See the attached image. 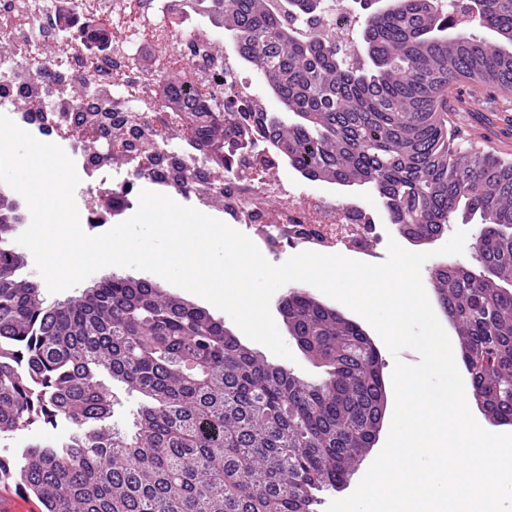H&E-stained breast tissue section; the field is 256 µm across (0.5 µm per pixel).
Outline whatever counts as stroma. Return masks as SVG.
Segmentation results:
<instances>
[{
  "label": "stroma",
  "mask_w": 512,
  "mask_h": 512,
  "mask_svg": "<svg viewBox=\"0 0 512 512\" xmlns=\"http://www.w3.org/2000/svg\"><path fill=\"white\" fill-rule=\"evenodd\" d=\"M127 23L139 28L137 41L132 44L135 53L134 61L137 69L153 70L159 75L154 86L153 94L156 102H164V88L168 81L189 80L193 70L182 53V47L196 33L206 32L216 53L231 55L232 45L223 25L210 14L195 13L184 8L176 0L170 9L155 19V25L165 28L170 39L167 45L155 44L150 27L142 26L137 10H130ZM154 25V26H155ZM444 118L459 138L461 146L476 145L483 151L495 154L501 158L512 160V97L489 98L484 88L475 83L454 85L448 93V110ZM310 189L317 195L325 197L332 203H339L349 197L361 199L369 208L375 210L379 223L387 224L390 236L396 237L398 243L407 250H414L415 245L402 235L396 226L388 225L385 212L375 197L372 189L365 185L342 186L325 181L308 183ZM24 264L18 270V279L35 285L45 304L51 305L59 301L81 296L87 289L103 279L119 275L132 279L143 278V271L134 268L107 267L101 269L79 285L57 293L49 292L46 283L38 272L33 255L26 247H19ZM70 429L65 424L49 426L37 423L31 427L14 433L0 434V457L16 459L21 448L34 443H60L67 439Z\"/></svg>",
  "instance_id": "35a3bbf8"
}]
</instances>
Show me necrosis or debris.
<instances>
[{"label": "necrosis or debris", "mask_w": 512, "mask_h": 512, "mask_svg": "<svg viewBox=\"0 0 512 512\" xmlns=\"http://www.w3.org/2000/svg\"><path fill=\"white\" fill-rule=\"evenodd\" d=\"M0 27L10 30L14 44L5 68L12 74L13 89L28 106L27 111L17 113L18 124L59 145L77 170L91 179L92 193L122 195L128 188L127 179L113 176L108 160L84 147L85 139L96 130L82 118L100 112L112 117L113 155L126 159L132 172L182 197L218 205L229 221L253 231L266 250L287 247L368 254L383 243L381 225L362 202L335 205L310 195L302 186L272 181L269 173L277 168L278 160L266 147H253L245 163L230 170L199 164L190 147L171 150L168 136L173 121L158 117L152 108L157 76L130 67L125 42L113 41L101 58L73 50L69 38L52 25L44 0H0ZM45 42L58 45L55 56H43ZM187 54L195 87L208 88L224 98L246 94V83L229 58L212 50L207 35H196ZM76 76L87 78L93 87L92 94L80 101L69 93ZM118 83L126 89L129 104L113 98L112 87ZM272 196L285 199L275 213L267 207Z\"/></svg>", "instance_id": "1"}]
</instances>
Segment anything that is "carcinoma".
<instances>
[{
	"mask_svg": "<svg viewBox=\"0 0 512 512\" xmlns=\"http://www.w3.org/2000/svg\"><path fill=\"white\" fill-rule=\"evenodd\" d=\"M194 2L237 35L234 51L294 116L226 112L190 84L169 85L172 113L212 163L230 164L250 127L308 180L369 186L409 237L445 231L460 210L479 215L482 272L439 265L431 284L458 328L472 394L512 424V161L461 147L440 116L462 79L512 94V0L460 3L491 40L448 23L442 0L374 11L359 0L368 14L353 57L322 33L321 0ZM16 222L1 206L0 433L38 422L71 432L0 459V482L43 512H316L317 493L357 470L382 364L355 323L307 291L284 300L293 339L326 368L310 382L146 280L114 276L46 306L2 246ZM116 384L140 395L128 429L112 424Z\"/></svg>",
	"mask_w": 512,
	"mask_h": 512,
	"instance_id": "cac0c4a2",
	"label": "carcinoma"
}]
</instances>
